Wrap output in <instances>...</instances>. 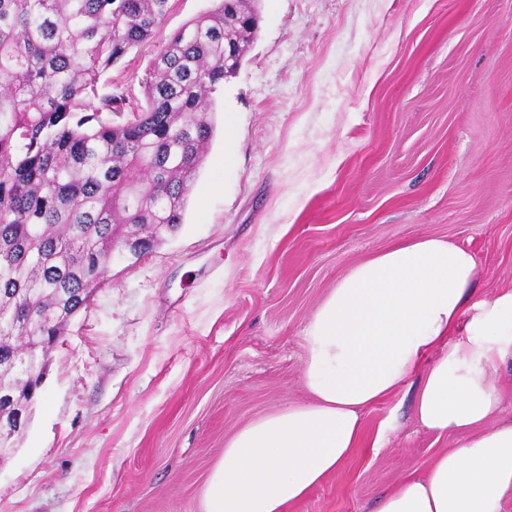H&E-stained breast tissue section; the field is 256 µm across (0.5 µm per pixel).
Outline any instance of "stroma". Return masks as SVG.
I'll return each instance as SVG.
<instances>
[{
  "label": "stroma",
  "mask_w": 512,
  "mask_h": 512,
  "mask_svg": "<svg viewBox=\"0 0 512 512\" xmlns=\"http://www.w3.org/2000/svg\"><path fill=\"white\" fill-rule=\"evenodd\" d=\"M214 5L169 0L109 80L141 81ZM257 7V36L213 96L182 226L113 262L69 322L0 456V512H201L229 437L307 401L312 313L397 243L468 248L477 294L512 289V0ZM413 400L406 387L367 409L361 446L288 512H373L454 447L416 424Z\"/></svg>",
  "instance_id": "stroma-1"
}]
</instances>
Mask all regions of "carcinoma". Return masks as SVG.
Instances as JSON below:
<instances>
[{
    "label": "carcinoma",
    "mask_w": 512,
    "mask_h": 512,
    "mask_svg": "<svg viewBox=\"0 0 512 512\" xmlns=\"http://www.w3.org/2000/svg\"><path fill=\"white\" fill-rule=\"evenodd\" d=\"M169 0H0V424L22 439L38 370L118 254L183 224L228 43L259 12L217 0L140 83L100 86L153 37Z\"/></svg>",
    "instance_id": "1"
}]
</instances>
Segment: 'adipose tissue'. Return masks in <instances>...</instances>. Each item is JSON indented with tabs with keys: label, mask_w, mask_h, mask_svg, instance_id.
<instances>
[{
	"label": "adipose tissue",
	"mask_w": 512,
	"mask_h": 512,
	"mask_svg": "<svg viewBox=\"0 0 512 512\" xmlns=\"http://www.w3.org/2000/svg\"><path fill=\"white\" fill-rule=\"evenodd\" d=\"M476 268L470 250L435 237L352 268L303 332L309 401L228 439L202 512H287L359 446L363 412L410 384L418 424L460 441L385 492L375 512H504L512 422H492L502 405L493 376L512 360V289L476 297Z\"/></svg>",
	"instance_id": "adipose-tissue-1"
}]
</instances>
